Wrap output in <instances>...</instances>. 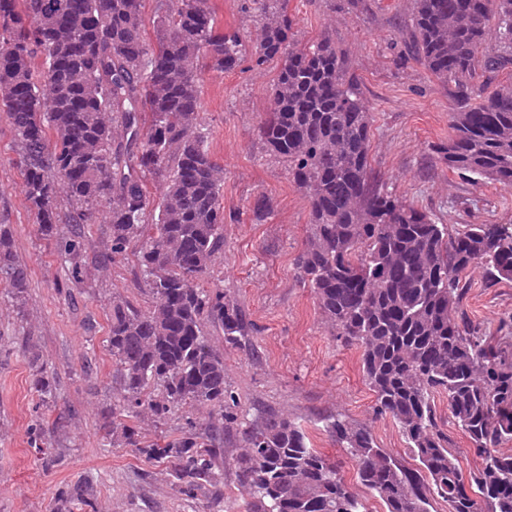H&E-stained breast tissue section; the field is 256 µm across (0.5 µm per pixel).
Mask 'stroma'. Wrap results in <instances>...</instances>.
<instances>
[{
	"mask_svg": "<svg viewBox=\"0 0 512 512\" xmlns=\"http://www.w3.org/2000/svg\"><path fill=\"white\" fill-rule=\"evenodd\" d=\"M413 0H290L293 31L301 41L328 36L347 56L365 103L374 116L370 162L387 188L449 227L512 224V183L480 182L448 169L433 152L447 142L448 114L456 100L421 63L408 59L406 43ZM276 64L231 72L201 71L199 120L214 159L224 168L222 203L229 219L224 249L208 286L238 299L250 334L241 346L210 339L224 353V377L238 402V420L224 431V482L186 500L174 490L169 465L146 460L135 449L113 444L102 424L112 413L118 379L108 350L112 300L150 305L133 254L113 257L104 221L88 225L84 270L73 277L62 247L67 224L42 236L23 194L18 146L0 111V225L13 236L29 287L17 303L0 287V512H52L61 491L92 482L97 512H253L234 459L237 434L270 413L295 419L313 448L340 466L356 493L357 465L324 430L340 414L368 426L380 447L407 467L415 462L397 426L373 415L375 397L366 384L357 348L332 336L295 258L307 236L309 207L291 182L288 167L266 152L257 125L269 109ZM270 199L255 220V197ZM463 308L489 329L512 316V282L488 285L481 268L466 275ZM34 346L54 396L42 403L32 387L24 353ZM41 432L52 467L31 441Z\"/></svg>",
	"mask_w": 512,
	"mask_h": 512,
	"instance_id": "1",
	"label": "stroma"
}]
</instances>
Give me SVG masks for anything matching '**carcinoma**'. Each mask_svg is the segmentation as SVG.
<instances>
[{
  "mask_svg": "<svg viewBox=\"0 0 512 512\" xmlns=\"http://www.w3.org/2000/svg\"><path fill=\"white\" fill-rule=\"evenodd\" d=\"M144 0H0V110L11 120L23 191L41 235L71 224L65 249L83 272L84 228L109 206L112 257L134 255L152 305L112 298L108 347L120 390L102 429L112 441L173 467L189 499L224 479L220 430L236 421L224 355L204 327L241 344L250 329L238 299L200 282L224 248V169L201 131L198 72L248 60L278 71L258 126L267 152L288 165L309 206L295 258L332 335L361 352L374 413L397 425L418 463L412 472L371 431L340 415L326 431L357 462V479L384 512H512V318L491 332L464 313L465 274L512 281V224L437 223L393 195L369 163L373 113L336 42L294 37L289 0H241L259 25L252 41L224 30L208 0H166L144 39ZM409 52L454 87L448 142L435 148L451 170L512 183V82L472 102L481 72L512 63V0H413ZM496 44H487L489 27ZM161 193L151 197L146 179ZM69 209L62 215L58 193ZM0 284L16 300L27 272L0 227ZM446 399L479 467L466 472L439 426ZM202 406L218 423L188 419L173 438L144 443L135 422L164 424L178 407ZM235 465L256 512H370L300 425L272 414L240 432ZM95 508L89 486L61 493Z\"/></svg>",
  "mask_w": 512,
  "mask_h": 512,
  "instance_id": "cac0c4a2",
  "label": "carcinoma"
}]
</instances>
